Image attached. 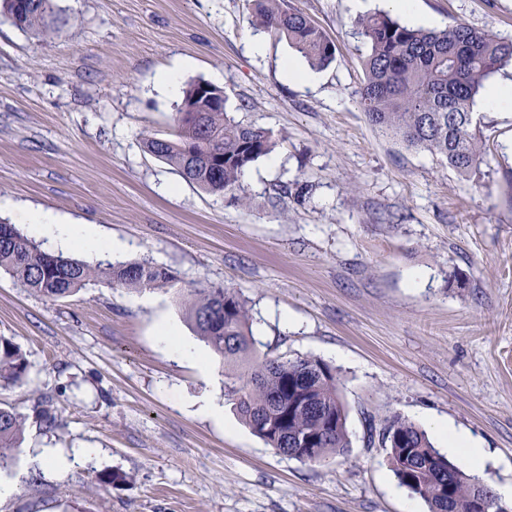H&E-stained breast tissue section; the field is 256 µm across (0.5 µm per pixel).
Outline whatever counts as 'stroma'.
I'll return each instance as SVG.
<instances>
[{"mask_svg": "<svg viewBox=\"0 0 512 512\" xmlns=\"http://www.w3.org/2000/svg\"><path fill=\"white\" fill-rule=\"evenodd\" d=\"M291 3L336 46L312 87L284 78L296 54L249 24L245 0H54L65 26L51 39L0 18V220L49 211L124 243L83 253L90 264L148 261L183 288L239 290L257 357L337 369L350 448L304 463L255 436L174 292L99 285L54 300L2 274L0 336L29 369L0 386L27 418L0 466L18 487L0 512H426L369 438L396 417L447 421L486 450L480 480L512 484V112L476 111L485 157L471 175L407 151L356 95L355 22L387 0ZM416 8L434 29L457 19L512 38V0ZM176 65L181 84L218 81L229 116L276 141L244 175L250 206L146 151L144 137L173 131L181 99L156 75ZM164 321L201 362L159 341ZM203 398L223 420L196 412ZM47 403L52 429L38 419ZM48 448L91 454L60 472ZM113 471L126 482L100 485Z\"/></svg>", "mask_w": 512, "mask_h": 512, "instance_id": "stroma-1", "label": "stroma"}]
</instances>
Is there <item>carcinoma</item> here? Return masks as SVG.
I'll return each mask as SVG.
<instances>
[{
  "label": "carcinoma",
  "mask_w": 512,
  "mask_h": 512,
  "mask_svg": "<svg viewBox=\"0 0 512 512\" xmlns=\"http://www.w3.org/2000/svg\"><path fill=\"white\" fill-rule=\"evenodd\" d=\"M253 26L287 40L314 69L335 59L331 40L289 0H248ZM0 13L21 29L53 38L61 31L53 0H0ZM368 44L364 79L357 91L371 125L415 153L444 160L460 174L483 161V141L473 107L484 82L512 63V39L480 32L453 21L442 30L413 28L378 11L356 21ZM200 83L183 91L174 131L164 144L148 136L145 148L173 166L187 182L212 193L247 203L246 170L273 151L270 132L228 117L226 107L200 113L199 121L181 119L187 107L203 105ZM0 274L50 298H65L83 288L164 289L176 284L168 268L146 262L95 266L48 252L16 225L0 223ZM186 320L231 371L230 395L241 420L275 453L317 463L350 447L340 378L313 357L257 360L251 347L248 300L222 284L180 288ZM29 367L26 353L0 336V383L17 384ZM27 418L0 405V463L19 446ZM388 449V465L399 485L422 500L427 512H475L482 498L485 512H503L505 502L463 465L434 447L425 431L396 417L378 434Z\"/></svg>",
  "instance_id": "carcinoma-1"
}]
</instances>
